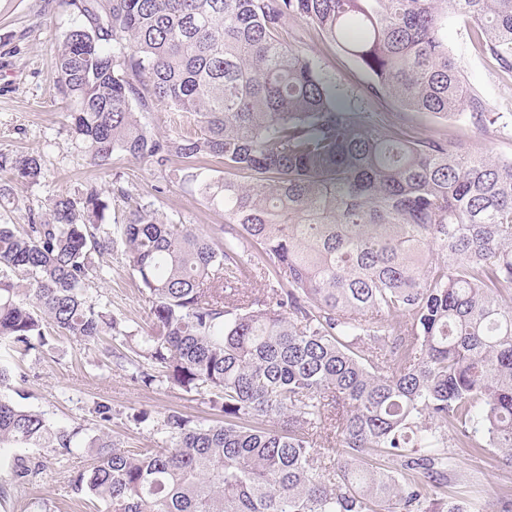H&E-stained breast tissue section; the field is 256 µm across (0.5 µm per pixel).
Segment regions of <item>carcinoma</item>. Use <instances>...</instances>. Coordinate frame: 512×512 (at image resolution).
<instances>
[{
	"mask_svg": "<svg viewBox=\"0 0 512 512\" xmlns=\"http://www.w3.org/2000/svg\"><path fill=\"white\" fill-rule=\"evenodd\" d=\"M65 4L82 17L56 58L75 138L97 165L222 162L217 180L182 172L224 209V238L149 205L106 224L93 187L0 224V388L24 397L21 361L57 334L224 420L170 413L165 448L81 445L0 398V462L25 484L81 447L72 490L108 512H469L443 494L448 444L512 467V159L367 122L283 32L313 25L411 111L483 121L448 15L512 73V0ZM156 104L192 131L151 134L139 114ZM0 172L35 183L41 164L0 154ZM119 241L149 303L141 335L87 294ZM23 448L42 454L5 456Z\"/></svg>",
	"mask_w": 512,
	"mask_h": 512,
	"instance_id": "obj_1",
	"label": "carcinoma"
}]
</instances>
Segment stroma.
Returning a JSON list of instances; mask_svg holds the SVG:
<instances>
[{
  "label": "stroma",
  "mask_w": 512,
  "mask_h": 512,
  "mask_svg": "<svg viewBox=\"0 0 512 512\" xmlns=\"http://www.w3.org/2000/svg\"><path fill=\"white\" fill-rule=\"evenodd\" d=\"M78 17L62 0H12L0 11V153H33L41 159V176L34 184L13 187L19 208L0 201V224H23L28 212H45L55 195H70L95 186L109 208L106 221L123 215L136 204H148L160 218L196 225L220 236L222 210L198 194L195 184L175 178L172 167L137 161L116 154L103 166L91 165L70 133L71 104L59 93L55 55L65 32ZM288 40L310 55L321 76L371 123L396 126L424 137L447 134L463 149L477 148L494 158H512V74L473 49L461 19L448 20V50L460 64L467 84L485 103L490 120L475 121L469 114L451 118L414 112L390 96L376 92L370 73L353 56L324 41L312 26L296 20L288 24ZM104 279L90 290L93 299L110 303L130 329L148 327V305L129 268L122 245L102 259ZM23 370L28 376L24 408L44 413L51 424L78 426L82 440L115 432L125 447L158 448L168 444L165 413L176 411L196 422L214 419L209 404L156 382L144 385L128 372L101 362L96 347L68 338L31 352ZM111 409V421H102L97 405ZM147 412L146 422L133 416ZM456 468L448 476L445 495L466 496L473 512H498L502 487L512 485V468L492 448L472 457L449 448ZM85 464L83 453L49 457L42 474L19 483L9 466L0 467V512H89L71 491L69 480Z\"/></svg>",
  "instance_id": "obj_1"
}]
</instances>
